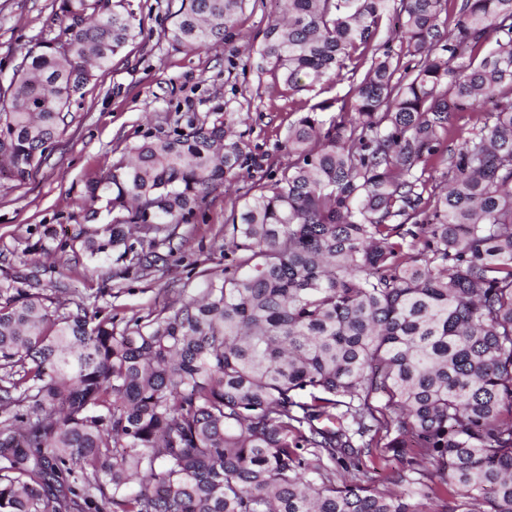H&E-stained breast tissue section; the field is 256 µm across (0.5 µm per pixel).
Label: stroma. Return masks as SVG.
Returning a JSON list of instances; mask_svg holds the SVG:
<instances>
[{"label":"stroma","instance_id":"35a3bbf8","mask_svg":"<svg viewBox=\"0 0 512 512\" xmlns=\"http://www.w3.org/2000/svg\"><path fill=\"white\" fill-rule=\"evenodd\" d=\"M142 35L112 59V70L91 81L70 105L72 121L33 176L20 183L0 176V278L22 262L38 265L45 280L70 288L61 302L76 311L85 298L105 290L101 302L117 325L172 310L197 294L206 276L220 277L224 224L259 176L286 167L289 124L321 101L344 96L349 81L325 90L294 92L259 70L258 46L278 0H247L230 37L199 51L173 45L168 32L181 0H133ZM61 26L58 0H0V84L24 53L53 37ZM224 112L244 133L257 165L229 189H217L181 223L174 249L157 271L125 273L115 258L87 259L79 231L106 223L78 202L94 182L127 158L145 136H162L193 116Z\"/></svg>","mask_w":512,"mask_h":512}]
</instances>
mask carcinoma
Wrapping results in <instances>:
<instances>
[{"instance_id":"carcinoma-1","label":"carcinoma","mask_w":512,"mask_h":512,"mask_svg":"<svg viewBox=\"0 0 512 512\" xmlns=\"http://www.w3.org/2000/svg\"><path fill=\"white\" fill-rule=\"evenodd\" d=\"M58 2L64 29L0 85L20 183L142 34L132 0ZM246 2L182 0L171 41L224 42ZM280 2L261 72L352 82L288 127L293 160L225 225L224 276L122 329L50 307L36 268L0 282V512H512V0ZM128 152L87 197L112 222L80 240L127 273L255 166L222 112ZM371 448L408 494L365 485Z\"/></svg>"}]
</instances>
